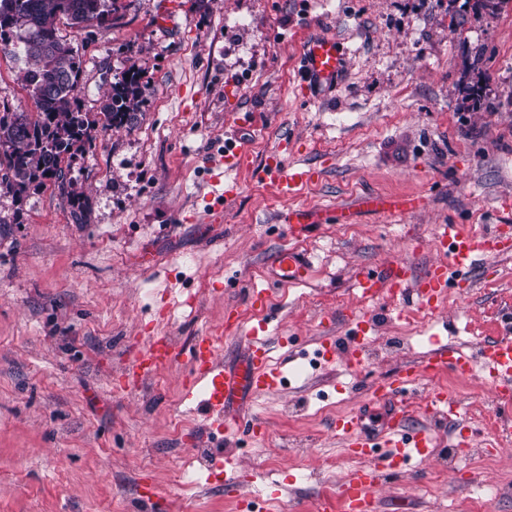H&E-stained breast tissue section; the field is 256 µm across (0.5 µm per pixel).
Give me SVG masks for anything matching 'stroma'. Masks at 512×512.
Returning <instances> with one entry per match:
<instances>
[{
    "label": "stroma",
    "mask_w": 512,
    "mask_h": 512,
    "mask_svg": "<svg viewBox=\"0 0 512 512\" xmlns=\"http://www.w3.org/2000/svg\"><path fill=\"white\" fill-rule=\"evenodd\" d=\"M111 25L59 36L82 61L79 106L100 112L116 74L139 70L146 92L130 129H98L70 163L87 218L76 223L54 184L17 196L0 190V512H135L145 485L159 512H243L279 493L278 512H308L321 494L294 482L306 459L335 456L353 468L331 426L358 410L380 432L374 382L422 359L431 339L456 345L475 332L495 339L512 313V253L487 257L455 308L422 323L364 299L359 274L405 259L423 271L436 257V225H512V4L474 0H117ZM335 38L345 68L331 85L310 82L301 55L310 35ZM20 60L0 53V113L31 112ZM249 114L252 125L237 128ZM241 138L251 168L224 190V142ZM290 167L318 181L282 196L259 170L281 141ZM296 210L308 224L289 223ZM309 258L305 283L274 280L278 252ZM264 288L267 310L247 294ZM367 315L385 347L373 365L340 358L228 414L253 415L254 442L211 430L183 400L176 363L137 391L113 379L147 337L188 349L204 331L239 317L225 337V365L238 364L260 329L283 373L299 350L346 347L344 314ZM443 388L469 411L484 382L444 373L421 379L420 401ZM230 461L239 476L198 469L184 492L173 476L195 452ZM276 461L279 475L265 464ZM431 464L410 465L374 493L375 512H448L467 495L466 465L442 474L435 497L416 488Z\"/></svg>",
    "instance_id": "1"
}]
</instances>
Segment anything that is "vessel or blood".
Wrapping results in <instances>:
<instances>
[{
  "mask_svg": "<svg viewBox=\"0 0 512 512\" xmlns=\"http://www.w3.org/2000/svg\"><path fill=\"white\" fill-rule=\"evenodd\" d=\"M344 57L336 40L321 37L310 40L302 55V67L310 81L328 84L343 71ZM287 150L274 152L262 168L263 180L283 194L294 192L298 186L318 179L320 173L313 168L287 167ZM432 247L437 253L421 276H414L408 261L398 260L388 264L383 273L358 280L363 296L377 299L388 295L395 302L396 315L408 310L407 298H415L421 307L433 310L448 294L451 280L466 277L478 262L490 255L512 252V233L502 229L491 232L465 228L457 224L438 225ZM310 266L290 250L279 253L274 277L277 281L297 284L304 282ZM224 342L223 330L208 331L198 337L185 357L188 368L189 388L187 398H194L196 386H203L204 396L200 405L209 419L223 427L225 435L248 431L255 440H263L266 431L254 418L225 413L227 404L240 393L261 396L282 385L279 370L271 367L264 344L252 342L247 356L233 368H225L219 353ZM485 380L498 396L512 395V340L489 342L481 351ZM179 356L167 337L153 336L143 344L131 360L126 373L135 381H142L176 362ZM469 373L471 362L447 343H437L430 348L422 361L404 366L390 378L380 380L373 393L386 405L385 425L380 433L373 434L361 424V416L349 413L337 418L333 430L342 439L349 457L370 456L369 465L352 469L344 483L337 489L336 497L342 512H371L373 492L386 470L395 460H406L411 455L420 456L436 446V430L425 424L410 429L411 413L401 395L408 392L422 378L439 375L444 371ZM429 403L441 411L443 420L455 422L462 418L461 404L447 392L434 388L429 392Z\"/></svg>",
  "mask_w": 512,
  "mask_h": 512,
  "instance_id": "b4317fda",
  "label": "vessel or blood"
}]
</instances>
